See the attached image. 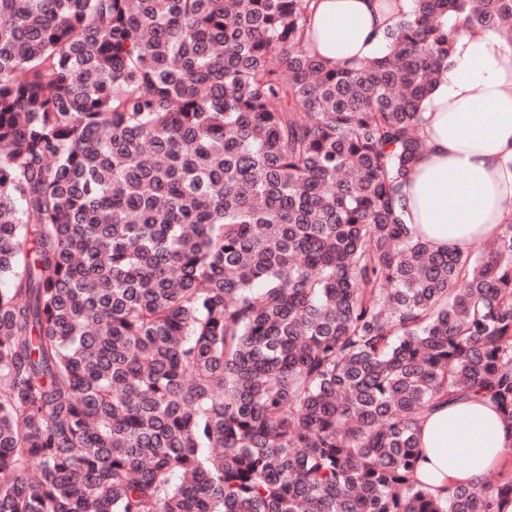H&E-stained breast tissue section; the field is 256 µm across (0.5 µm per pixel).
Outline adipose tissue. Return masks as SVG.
<instances>
[{
  "label": "adipose tissue",
  "instance_id": "adipose-tissue-1",
  "mask_svg": "<svg viewBox=\"0 0 512 512\" xmlns=\"http://www.w3.org/2000/svg\"><path fill=\"white\" fill-rule=\"evenodd\" d=\"M311 48L333 64L382 55L412 0H314ZM453 54L420 104L426 148L402 187L406 225L436 250L499 234L512 216V40L456 28ZM416 477L447 496L512 462V427L486 397L440 400L417 427Z\"/></svg>",
  "mask_w": 512,
  "mask_h": 512
}]
</instances>
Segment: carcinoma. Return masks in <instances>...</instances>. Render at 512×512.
<instances>
[{
	"mask_svg": "<svg viewBox=\"0 0 512 512\" xmlns=\"http://www.w3.org/2000/svg\"><path fill=\"white\" fill-rule=\"evenodd\" d=\"M326 67L313 0H0V512H512L414 477L439 398L512 423V222L409 234L452 43Z\"/></svg>",
	"mask_w": 512,
	"mask_h": 512,
	"instance_id": "1",
	"label": "carcinoma"
}]
</instances>
